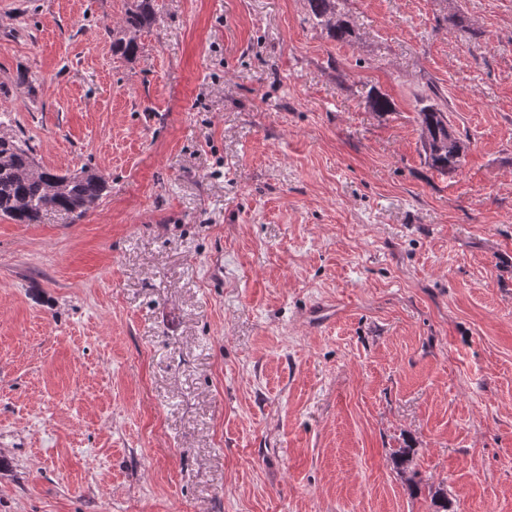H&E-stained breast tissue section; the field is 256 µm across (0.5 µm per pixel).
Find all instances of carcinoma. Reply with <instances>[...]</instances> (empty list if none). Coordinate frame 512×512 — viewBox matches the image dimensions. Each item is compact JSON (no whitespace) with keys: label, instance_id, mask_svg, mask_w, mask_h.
I'll use <instances>...</instances> for the list:
<instances>
[{"label":"carcinoma","instance_id":"carcinoma-1","mask_svg":"<svg viewBox=\"0 0 512 512\" xmlns=\"http://www.w3.org/2000/svg\"><path fill=\"white\" fill-rule=\"evenodd\" d=\"M309 15L326 28L338 42L351 41L354 31L349 22L336 16V0H307ZM154 21L151 0H137L126 14L124 36L112 40V48L123 54L137 52L136 32ZM366 99L376 112L393 111L387 95L369 89ZM425 161L441 173L452 174L462 163L465 144L448 121L444 105L434 98L421 101L417 109ZM35 158L25 140L0 136V217L19 224H35L49 210L64 211L82 218L88 206L99 199L106 183L97 173L80 169L57 176L50 169L31 172Z\"/></svg>","mask_w":512,"mask_h":512}]
</instances>
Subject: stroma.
<instances>
[{"mask_svg":"<svg viewBox=\"0 0 512 512\" xmlns=\"http://www.w3.org/2000/svg\"><path fill=\"white\" fill-rule=\"evenodd\" d=\"M132 6L0 0L8 133L106 182L0 217V512H512V0ZM135 8L129 10L124 21V36L112 40V48L123 55L137 52L136 32L154 21L151 0H137ZM129 34V36H128ZM311 20L326 28L330 36L338 42L351 41L354 31L349 22L341 17L336 18L335 0H307ZM422 100L417 109V122L420 126L422 148L425 161L441 173L452 174L462 163L465 144L448 121L444 105L439 98Z\"/></svg>","mask_w":512,"mask_h":512,"instance_id":"35a3bbf8","label":"stroma"}]
</instances>
